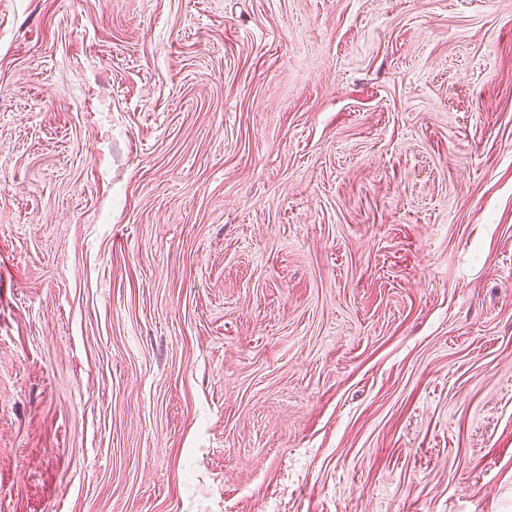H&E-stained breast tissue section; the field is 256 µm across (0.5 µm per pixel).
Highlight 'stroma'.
I'll use <instances>...</instances> for the list:
<instances>
[{
  "label": "stroma",
  "mask_w": 512,
  "mask_h": 512,
  "mask_svg": "<svg viewBox=\"0 0 512 512\" xmlns=\"http://www.w3.org/2000/svg\"><path fill=\"white\" fill-rule=\"evenodd\" d=\"M0 512H512V0H0Z\"/></svg>",
  "instance_id": "stroma-1"
}]
</instances>
